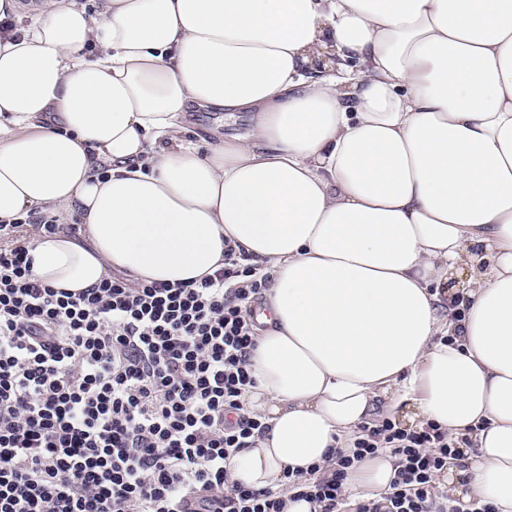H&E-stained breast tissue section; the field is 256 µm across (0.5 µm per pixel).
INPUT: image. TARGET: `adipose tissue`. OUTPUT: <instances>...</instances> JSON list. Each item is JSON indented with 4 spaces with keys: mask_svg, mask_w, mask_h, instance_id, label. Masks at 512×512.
Instances as JSON below:
<instances>
[{
    "mask_svg": "<svg viewBox=\"0 0 512 512\" xmlns=\"http://www.w3.org/2000/svg\"><path fill=\"white\" fill-rule=\"evenodd\" d=\"M0 0V224L34 276L266 277L231 480L281 489L410 402L472 443L437 479L512 512V0ZM249 130L188 138L190 111ZM469 272L463 296L448 288ZM397 459L350 470L379 497Z\"/></svg>",
    "mask_w": 512,
    "mask_h": 512,
    "instance_id": "ef3b65f1",
    "label": "adipose tissue"
}]
</instances>
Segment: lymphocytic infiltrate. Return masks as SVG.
<instances>
[{"instance_id": "1", "label": "lymphocytic infiltrate", "mask_w": 512, "mask_h": 512, "mask_svg": "<svg viewBox=\"0 0 512 512\" xmlns=\"http://www.w3.org/2000/svg\"><path fill=\"white\" fill-rule=\"evenodd\" d=\"M58 230L45 216L0 225V512H284L290 499L346 512L349 469L384 450L396 475L356 512H496L437 494L467 440L431 422L363 426L330 470L286 474L281 492L229 481L225 461L267 431L244 407L266 279L228 247L198 283L112 276L73 293L31 271L32 234Z\"/></svg>"}]
</instances>
